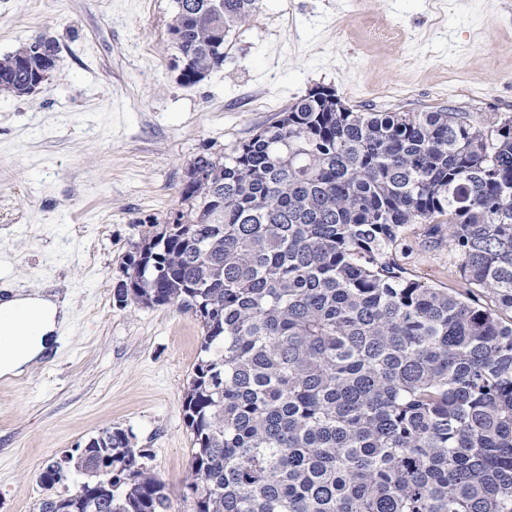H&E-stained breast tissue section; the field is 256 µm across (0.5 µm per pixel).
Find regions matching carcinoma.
<instances>
[{
    "instance_id": "cac0c4a2",
    "label": "carcinoma",
    "mask_w": 512,
    "mask_h": 512,
    "mask_svg": "<svg viewBox=\"0 0 512 512\" xmlns=\"http://www.w3.org/2000/svg\"><path fill=\"white\" fill-rule=\"evenodd\" d=\"M261 2L175 0L171 46L217 71ZM56 55L1 57L0 85L30 95ZM193 167L189 222L148 235L113 298L201 320L183 406L196 512H512V117L309 93ZM443 223L464 294L395 259L408 225ZM133 439L107 428L47 462L48 489L72 466L89 479L36 512H169Z\"/></svg>"
}]
</instances>
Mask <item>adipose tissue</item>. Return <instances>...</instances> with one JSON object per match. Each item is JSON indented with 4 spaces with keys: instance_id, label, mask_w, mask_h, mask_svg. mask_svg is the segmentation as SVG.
<instances>
[{
    "instance_id": "adipose-tissue-1",
    "label": "adipose tissue",
    "mask_w": 512,
    "mask_h": 512,
    "mask_svg": "<svg viewBox=\"0 0 512 512\" xmlns=\"http://www.w3.org/2000/svg\"><path fill=\"white\" fill-rule=\"evenodd\" d=\"M69 314V301L48 286L1 297L0 377H21L38 364Z\"/></svg>"
}]
</instances>
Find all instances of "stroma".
Segmentation results:
<instances>
[{
	"label": "stroma",
	"mask_w": 512,
	"mask_h": 512,
	"mask_svg": "<svg viewBox=\"0 0 512 512\" xmlns=\"http://www.w3.org/2000/svg\"><path fill=\"white\" fill-rule=\"evenodd\" d=\"M175 0H0V57L47 36L55 68L30 96L0 93V278L51 284L70 317L43 363L0 379V512H34L38 474L102 429L148 449L170 512H194L184 389L201 326L173 305L119 308L144 222L180 208L194 158L272 124L311 89L347 105L512 116V0H263L224 66L180 79ZM398 261L436 288L459 261L423 224Z\"/></svg>",
	"instance_id": "1"
}]
</instances>
